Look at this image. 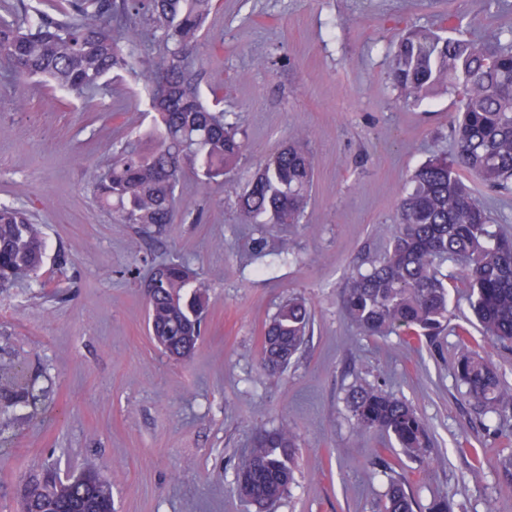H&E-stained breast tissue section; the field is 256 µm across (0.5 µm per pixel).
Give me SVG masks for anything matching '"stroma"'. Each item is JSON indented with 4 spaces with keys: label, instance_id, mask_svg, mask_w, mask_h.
I'll return each mask as SVG.
<instances>
[{
    "label": "stroma",
    "instance_id": "obj_1",
    "mask_svg": "<svg viewBox=\"0 0 512 512\" xmlns=\"http://www.w3.org/2000/svg\"><path fill=\"white\" fill-rule=\"evenodd\" d=\"M484 0H215L195 55L202 91L218 88L245 155L229 184L186 174L173 223L123 224L90 182L113 148L152 125L145 80L122 72L89 98L32 85L26 101L0 90V204L24 205L43 224L39 277L0 289V365L41 397L43 413L0 415V512H19V489L55 468L97 458L114 512H255L233 492L254 433L288 424L298 469L271 512H381L388 476L378 449L429 512H512V442L489 427L512 410L470 403L454 365L466 351L453 327L470 319L452 290L451 329L438 350L405 336L369 337L346 318L341 295L388 247L412 172L452 155L454 94L404 106L390 78L391 50L408 27H447L477 40L512 36V5ZM298 131L309 134L315 176L297 224H242L235 191ZM264 240L263 252L254 243ZM287 253H279L280 244ZM180 259L208 285L206 328L192 358L170 360L147 326L151 268ZM291 294L314 313L313 332L278 378L261 366L265 321ZM380 383L411 402L433 445L408 459L388 438L357 435L346 396ZM482 463L484 478L469 470Z\"/></svg>",
    "mask_w": 512,
    "mask_h": 512
}]
</instances>
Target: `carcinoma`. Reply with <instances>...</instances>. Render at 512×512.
Masks as SVG:
<instances>
[{
  "instance_id": "cac0c4a2",
  "label": "carcinoma",
  "mask_w": 512,
  "mask_h": 512,
  "mask_svg": "<svg viewBox=\"0 0 512 512\" xmlns=\"http://www.w3.org/2000/svg\"><path fill=\"white\" fill-rule=\"evenodd\" d=\"M214 0H61L57 16L25 0H10L0 16V59L5 84L25 98L28 79L43 78L60 90L91 94L112 73L147 75L153 125L151 145L129 141L113 149L91 181L98 202L124 224L162 226L173 221L176 190L186 171L203 183L224 179L246 144L227 122L216 90L206 96L189 58L200 45ZM163 43L157 62L137 52L146 39ZM390 79L404 105L439 89L457 96L452 158L434 157L409 179L399 200L396 231L388 249L348 281L342 296L347 318L367 336L409 331L435 343L448 325V284L469 290L470 307L484 336L512 343V237L492 230L490 218L464 183L462 173L484 186L512 190V41L489 31L478 40L414 28L394 47ZM308 134L295 133L271 153L236 194L242 224H297L314 174ZM46 257L43 226L23 207L0 205V286L33 280ZM462 260L466 271L445 269ZM148 326L159 348L174 361L192 357L202 333L207 289L183 262L155 267L146 283ZM312 312L290 295L264 325L261 365L280 376L310 332ZM456 377L474 405L497 412L512 408V385L473 351L456 366ZM33 386L0 367V413L36 408ZM355 432L384 433L409 458L426 459L431 444L425 422L408 401L380 384H356L346 398ZM297 436L280 424L259 430L236 472V490L258 512L279 502L295 480ZM385 512H415L404 480L390 478ZM112 484L94 459L64 478L52 472L26 484L23 512H110Z\"/></svg>"
}]
</instances>
